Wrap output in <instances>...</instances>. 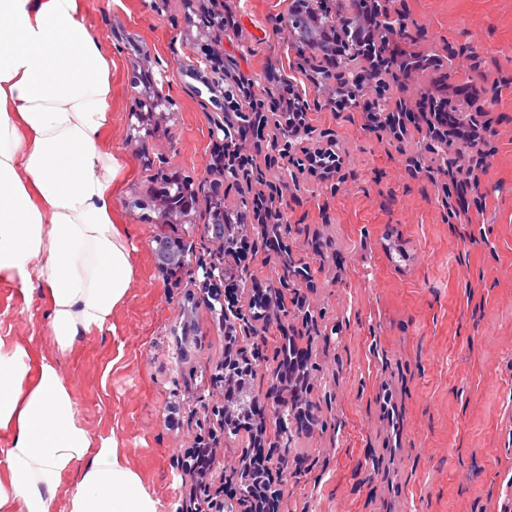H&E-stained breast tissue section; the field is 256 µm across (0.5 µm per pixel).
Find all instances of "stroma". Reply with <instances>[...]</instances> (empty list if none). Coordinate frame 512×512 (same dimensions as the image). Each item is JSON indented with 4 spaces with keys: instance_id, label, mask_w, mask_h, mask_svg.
<instances>
[{
    "instance_id": "obj_1",
    "label": "stroma",
    "mask_w": 512,
    "mask_h": 512,
    "mask_svg": "<svg viewBox=\"0 0 512 512\" xmlns=\"http://www.w3.org/2000/svg\"><path fill=\"white\" fill-rule=\"evenodd\" d=\"M82 2L85 25L112 53L107 138L125 158L112 200L139 276L111 328L83 336L61 358L43 329L46 300L0 278V341L58 359L93 438L115 439L160 512H176L191 485L181 462L212 427L210 407L224 403L210 380L224 359V331L207 305L188 308L193 270L174 282L156 268L155 214L130 203L131 189L145 195L150 183L126 144L134 46L117 32L136 33L168 72L178 121L147 150H165L181 175L211 161L202 107L210 94L182 66L181 0L157 10L150 0ZM224 2L234 21L229 68L274 73L293 93L314 95L320 54L298 56L277 30L294 0ZM389 7L409 18L410 52L481 72L479 101L492 125L486 171L468 193V212L451 215L447 170L421 152L420 134L364 126L357 109L310 112L314 127L335 135L343 168L324 180L301 172L299 192L277 196L287 250L255 239L239 294L246 312L255 289L278 284L285 265L308 271V283L282 297L288 310L306 300L318 336L273 319L243 351L255 366L248 384L262 399L289 335L311 337L319 368L315 431L296 434L272 462L283 484L279 512H512V0Z\"/></svg>"
}]
</instances>
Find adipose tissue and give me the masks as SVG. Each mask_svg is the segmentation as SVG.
I'll use <instances>...</instances> for the list:
<instances>
[{
	"mask_svg": "<svg viewBox=\"0 0 512 512\" xmlns=\"http://www.w3.org/2000/svg\"><path fill=\"white\" fill-rule=\"evenodd\" d=\"M112 54L80 0H0V277L47 297L58 356L104 330L136 277L105 146ZM0 512H159L115 440H94L56 360L0 341ZM75 476L71 489L63 480Z\"/></svg>",
	"mask_w": 512,
	"mask_h": 512,
	"instance_id": "ef3b65f1",
	"label": "adipose tissue"
}]
</instances>
